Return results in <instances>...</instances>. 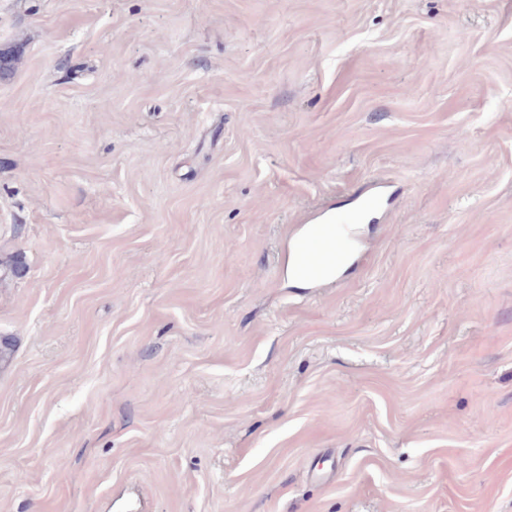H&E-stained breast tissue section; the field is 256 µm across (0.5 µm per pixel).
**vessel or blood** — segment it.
I'll return each mask as SVG.
<instances>
[{"label": "vessel or blood", "mask_w": 512, "mask_h": 512, "mask_svg": "<svg viewBox=\"0 0 512 512\" xmlns=\"http://www.w3.org/2000/svg\"><path fill=\"white\" fill-rule=\"evenodd\" d=\"M378 206L379 200L376 196L365 197L355 212L337 215L335 225L318 227L312 234L301 239L297 252L302 260L304 273L309 278L318 279L322 277L325 267L338 263L344 254L339 225L363 220L366 214L375 211Z\"/></svg>", "instance_id": "obj_1"}]
</instances>
